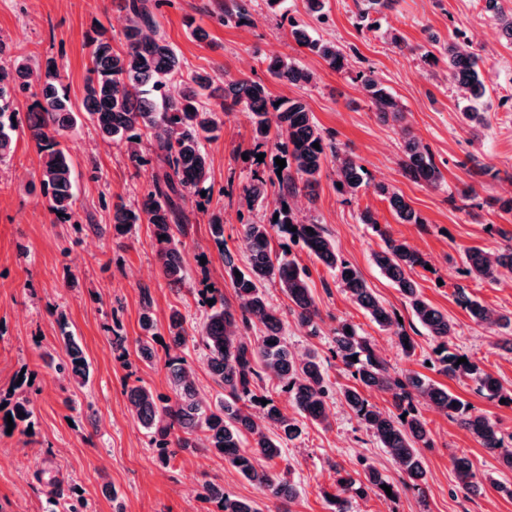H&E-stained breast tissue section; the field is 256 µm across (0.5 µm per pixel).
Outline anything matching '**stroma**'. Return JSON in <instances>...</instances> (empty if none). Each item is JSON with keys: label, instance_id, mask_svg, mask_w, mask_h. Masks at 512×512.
Returning <instances> with one entry per match:
<instances>
[{"label": "stroma", "instance_id": "obj_1", "mask_svg": "<svg viewBox=\"0 0 512 512\" xmlns=\"http://www.w3.org/2000/svg\"><path fill=\"white\" fill-rule=\"evenodd\" d=\"M156 2L152 12L159 31L180 54L184 76L207 72L265 79L272 96L303 99L324 136L366 170L358 193L343 195L336 190V166L327 162L315 199L297 197L299 216L324 225L339 254L401 317L416 351L405 357L392 330L372 322L334 273L303 244L276 233L274 252L289 250L307 267L321 316L320 334L308 335L289 312L279 284L266 283V297L285 322L290 350L297 355L316 351L335 387L352 384L350 371L333 354L332 341L337 324L350 321L395 372L419 373L470 403L474 412L497 420L505 448L512 449V405L478 394L471 379H451L430 366L434 341L373 261L386 234L417 249L426 264L416 268L413 278L423 296L454 321L455 348L512 389V354L502 348L505 330L474 323L454 301L461 286L490 309L512 312L511 272L501 271L493 281L462 273L466 248L494 253L512 243V215L492 204L493 198L512 193V42L486 12L485 0H395L372 27L360 25L355 0H326L321 20L306 13L303 0H288L276 9L267 0H250L245 26L219 22L234 0ZM293 20L336 42L350 55V69L333 71L291 41ZM98 22L113 47L122 48L127 15L112 0H0V39L12 45L14 56L34 66L55 64L76 105L82 102L90 68L88 37ZM198 25L209 33L206 42L192 35ZM452 39L466 43L483 61L488 123L477 131L458 109L463 91L425 59ZM285 54L314 73V82L287 86L269 79V59ZM369 70L401 104L403 123L380 119L357 78ZM406 129L432 153L441 173L438 186L404 176L399 158ZM60 143L74 164V224L49 211L38 177L40 155L26 128H19L13 152L0 162V403L13 398L22 375L29 382L26 396L33 409L31 431L0 425V512H51L54 484L81 491L89 512H218L216 503L201 497L208 481L229 495L261 500L253 484L201 450L176 449L169 463L161 464L150 434L131 417L126 391L143 385L157 394L171 392L163 361L146 363L136 353L142 290H149L161 323L175 308L188 326L201 324L209 308L198 291L209 286L226 304L239 307L209 224L215 217L222 220L226 246L235 264L245 267L241 223H269L278 195L269 193L264 202L251 205L243 187L253 172L272 177L273 145L256 148L247 111L225 116L219 139L206 145L212 190L187 205L190 222L179 236L187 280L175 289L160 270L150 225H134L122 236L112 230L111 204L120 200L137 206L147 177L129 160L125 143L102 140L87 121ZM378 183L399 190L423 223H398L375 192ZM366 210L376 225L360 222ZM61 312L90 364V379L82 387L57 368L66 359L55 322ZM117 335L125 339L120 351L112 344ZM47 352L54 364L45 362ZM418 409L430 432V445L421 451L428 472L422 490L411 488L387 450L337 402L330 406L329 426L304 425L299 437L283 445L278 466L290 469L298 491L290 512H333L328 496L339 473L359 477L366 462L398 487L399 495L352 498L350 512H512V497L489 486L468 494L454 471V459L465 456L477 474L512 483V471L502 468L497 454L432 404L420 403Z\"/></svg>", "mask_w": 512, "mask_h": 512}]
</instances>
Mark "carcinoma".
Returning a JSON list of instances; mask_svg holds the SVG:
<instances>
[{
	"mask_svg": "<svg viewBox=\"0 0 512 512\" xmlns=\"http://www.w3.org/2000/svg\"><path fill=\"white\" fill-rule=\"evenodd\" d=\"M120 8L129 15L125 28V48L116 51L103 33L89 38L91 67L84 85L82 111L76 113L63 85L42 74L22 59L10 65L1 60L11 48L0 40V161L12 151L19 125L9 111L13 98L38 87L28 106L25 125L41 155L40 185L49 195V209L61 214L65 222H78L71 204L74 165L68 153L60 148V138L83 114L104 140L125 142L129 159L137 165L149 160L143 155V137L151 136L149 150L155 155L156 167L143 184L140 207L131 209L123 202L112 205V229L123 234L133 224L146 223L153 228L156 256L161 272L173 286L185 280V257L178 234L188 217L185 205L206 190L210 160L203 141L215 138L221 119L218 112L229 114L238 109L250 112L254 139L265 144L275 138L274 149L286 166L277 177L278 219L272 224L247 222L242 225L240 241L248 253L249 265L244 270L231 257L224 258V273L241 301V310L212 304L210 314L199 327L190 330L180 311L173 309L167 319L166 334L158 332L149 290L142 289L144 303L140 317L142 336L137 341L139 356L148 362L157 357L156 346L164 350L172 395L154 393L145 386H133L127 399L134 422L150 431L152 443L159 449V459L167 463L171 448H201L221 458L250 481L270 501L291 504L297 488L285 473L276 471L272 462L282 453V441H291L301 433L300 419L316 425L329 424L327 411L331 386L316 353L297 357L288 349L284 322L265 299L262 288L276 279L291 302V312L312 336L320 333L318 306L309 287V275L288 252L272 254L270 230L297 237L324 265L336 273V280L349 298L366 311L381 327L390 328L395 312L373 295L359 272L336 252L335 244L326 237L323 225L298 218L294 198L300 189L312 195L319 183L328 156H336V146L327 140L313 121L306 103L297 98L273 97L260 78H219L198 74L177 94L169 90L171 77L181 72V60L175 49L157 34V23L146 0H121ZM486 9L512 42V13L507 14L498 0H486ZM290 35L296 43L321 57L330 69L342 72L348 67L345 54L329 40L311 37L303 28L291 24ZM446 64L448 76L466 94L468 104L462 116L472 127L487 123L482 106L486 95L479 58L465 45L451 41L441 46L440 56L432 63ZM267 73L274 79L297 85L309 83L313 74L293 58L282 55L271 58ZM362 89L370 98L381 119L404 120L398 101L373 73L359 74ZM215 101L211 107L202 101ZM319 148H314V143ZM400 166L405 176L428 186H437L440 173L429 148L416 137L405 134ZM339 192L353 195L364 183L365 169L356 158H338ZM268 180L255 173L245 186L250 201L265 198ZM375 191L389 203L405 224H424L426 220L397 191L384 183ZM296 231H291V228ZM384 248L374 253V262L382 274L399 288L413 316L436 342L434 354L439 371L450 379L467 377L477 384L478 392L490 399L512 403L504 393L502 382L485 373L472 361L458 362L462 357L450 344L455 335L448 316L431 305L418 291L409 272L425 264L415 248L404 240L381 233ZM463 274L493 280L501 270L512 272V245L490 254L479 248L465 253ZM240 271L241 277L235 276ZM455 300L480 325L512 328V313H495L464 287L456 288ZM59 342L68 361L58 365L75 383L83 386L89 379V363L73 334L67 330L64 315L57 318ZM257 326L259 336L250 340L241 329ZM395 341L406 357L415 352V341L404 328L394 332ZM193 341L206 351L207 367L213 381L223 389V396L210 406L195 385L191 368L182 350ZM335 354L356 381L342 388L340 400L371 433L381 447L388 450L404 469L412 486L422 488L426 470L419 449L430 443L426 422L414 401L425 400L455 418L481 446L500 455L502 464L512 470V450L503 449L498 423L486 415L472 411L469 403L417 373L393 376L387 363L376 352L371 341L359 335L355 325L342 321L334 330ZM357 360H352V357ZM275 379L288 390L300 418L285 414L273 400L263 404L258 383ZM378 389L391 394L394 413H385L369 403L363 390ZM23 416H18V412ZM14 425L31 427L32 411L26 397L15 401L9 410ZM459 484L468 493H476L487 481L498 491L512 496V487L491 476L481 480L472 471L468 458L455 460ZM386 478L373 465L363 467V477L349 475L338 480L334 494L336 512H349L344 494L351 491L359 497L371 493L385 494L381 485ZM204 498L218 504L220 512H261L255 500L231 497L213 484L204 485Z\"/></svg>",
	"mask_w": 512,
	"mask_h": 512,
	"instance_id": "1",
	"label": "carcinoma"
}]
</instances>
